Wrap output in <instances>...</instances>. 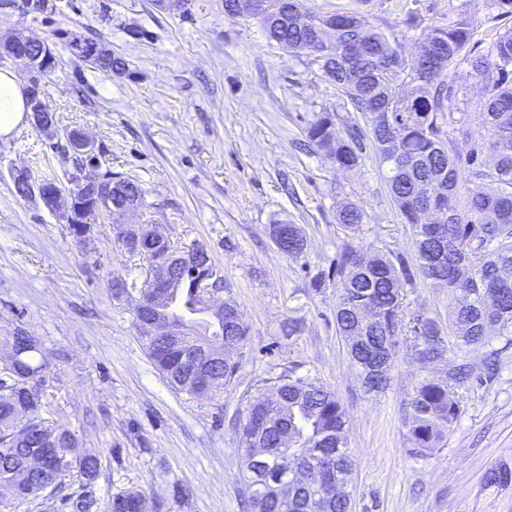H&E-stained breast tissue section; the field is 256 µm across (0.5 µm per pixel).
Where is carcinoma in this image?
I'll use <instances>...</instances> for the list:
<instances>
[{
    "instance_id": "cac0c4a2",
    "label": "carcinoma",
    "mask_w": 512,
    "mask_h": 512,
    "mask_svg": "<svg viewBox=\"0 0 512 512\" xmlns=\"http://www.w3.org/2000/svg\"><path fill=\"white\" fill-rule=\"evenodd\" d=\"M256 22L266 38L286 52L319 53L322 75L364 119L336 132L334 112L317 115L306 129L308 143L323 149L336 166L353 169L363 161L365 140L373 145L378 168L403 223L412 228L417 273L441 288L452 300L448 331L466 346H480L490 332L512 335V29L499 33L489 54L476 52L473 29L464 17L446 27H434L418 42L412 59L399 57L401 43L391 31L364 23L348 11H304L298 0H267L262 14L238 13ZM363 43L353 61L337 58V50L355 37ZM465 64L485 83L481 102L486 134L466 154L473 167L472 185H460V154L448 147L444 130L456 92L449 84L452 69ZM406 87L413 111L397 109L396 87ZM120 201L146 204L140 181L125 179ZM439 208L445 212L448 241L444 261L432 263L434 249L426 237L421 214ZM365 211L348 203L337 214L338 223L359 229ZM336 329L347 342L349 358L369 392L384 391L390 376L372 381V355L383 351L393 362L398 336L406 327L402 282H413L403 257L377 252L370 257L345 245L336 262ZM178 301L184 325L183 339L197 347L224 345L227 358L211 382L203 387L191 378L190 356L173 349L165 336L144 332L139 338L155 368L178 391L193 397H211L235 378L238 358L248 340L244 314L231 298L225 300L224 320L213 321L200 304L193 269H185L159 315L176 328L168 309ZM438 322L413 319L415 351L437 352L445 358L447 341ZM49 361L40 346L22 349L19 364L6 378L15 383L16 397H0V504H44L45 491L69 469L90 485L101 462L87 453L70 456L75 442L66 430L46 424L42 395L26 393V386L45 379ZM488 361L452 363L439 378L423 377L413 388L405 408V422L414 450L436 448L460 414L458 390L482 379ZM276 388L280 400L272 404L258 392L247 402L239 420L241 479L250 489V512H350V500L320 484H303L289 470L331 464L344 489L351 482L353 458L348 449L349 419L335 393L301 377L282 375ZM35 448L54 450V461L34 471L28 456ZM96 500L86 492L68 498L70 512H92ZM138 492L112 497L111 512H144Z\"/></svg>"
}]
</instances>
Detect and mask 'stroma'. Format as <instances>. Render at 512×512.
<instances>
[{
    "instance_id": "obj_1",
    "label": "stroma",
    "mask_w": 512,
    "mask_h": 512,
    "mask_svg": "<svg viewBox=\"0 0 512 512\" xmlns=\"http://www.w3.org/2000/svg\"><path fill=\"white\" fill-rule=\"evenodd\" d=\"M304 10L356 11L368 24L394 31L405 54L420 34L469 17L477 51L488 53L512 16L498 18L482 0H301ZM48 18L0 17V29L26 28L50 38L63 27L108 44L128 71L88 67L61 43L43 102L59 128L102 142L104 167L142 181L151 218L178 245H200L244 314L248 344L235 379L219 396L198 400L177 392L147 357L134 324V302L113 299L119 274L143 281L145 270L97 225L78 243L67 224L38 197L16 194L11 172L34 179L61 172L46 138L22 124L0 139V337L24 329L50 365L44 386L51 426L67 430L76 453L101 460L90 488L108 512L113 495L148 494V512H244L238 421L247 399L290 374L334 392L349 419L354 460L347 490L353 512H512V482L489 485L486 472L512 467V341L450 344L447 358L418 359L401 336L385 391H366L336 331V288L315 290L312 278L336 264L344 244L389 251L414 262L384 175L372 157L352 170L336 167L306 143L305 130L324 111L338 129L359 122L336 87L303 53L267 40L254 22L224 15V0H193L192 20L159 9L155 0H55ZM140 30L137 38L128 29ZM451 146L467 154L484 132V86L460 66ZM366 217L355 235L338 224L345 203ZM300 225L304 257L282 255L271 224ZM408 316L448 322L447 289L423 278L405 288ZM301 332L289 334V321ZM497 352L493 380L460 390L461 414L437 448L417 454L404 410L418 378L461 359ZM188 499L168 495L173 484Z\"/></svg>"
}]
</instances>
